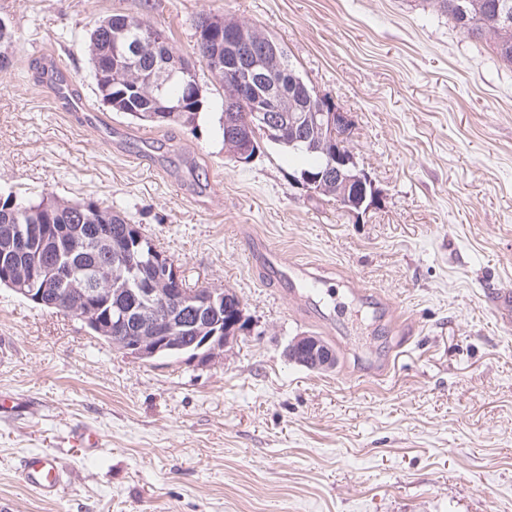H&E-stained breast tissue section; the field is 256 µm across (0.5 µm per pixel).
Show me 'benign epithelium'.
Returning <instances> with one entry per match:
<instances>
[{"instance_id": "obj_1", "label": "benign epithelium", "mask_w": 512, "mask_h": 512, "mask_svg": "<svg viewBox=\"0 0 512 512\" xmlns=\"http://www.w3.org/2000/svg\"><path fill=\"white\" fill-rule=\"evenodd\" d=\"M211 35H224V57H212L218 67L235 74L238 84V97L243 99L253 93L255 86H266L262 98L252 101L253 113L247 120L246 131L240 126L227 122V128L233 132L235 143L230 152L232 159L239 164H249L263 148L264 141L288 144L306 143L312 132H335L348 128L351 119L348 113L341 111L329 98L316 91H305V101L295 108L297 116L286 114L288 101L277 80L269 77L265 57L278 55L277 47L269 42L261 54L253 55V62L243 63L238 57L237 36L231 33L221 20L210 19L205 22ZM130 24L116 26L120 35L112 40V58L128 64L136 62L141 47L145 45L163 46L165 35L153 28H141L135 40L126 35ZM195 72L194 66L186 59L173 64L165 63L157 72L158 88L171 82H185ZM291 130L292 136L286 135ZM299 181L313 193L329 186L336 197L337 205L348 214L357 215L372 208L377 203V191L366 173L358 170L355 158L350 152H333L329 155L328 167L320 173L300 172ZM110 242L106 225H101L90 236H76L65 224H32L29 231L10 237L5 245L4 254L25 255L33 245L41 248L53 246L65 247L93 246ZM116 262L97 265L93 274L78 278L72 268L60 260L47 261L31 267L28 273L21 274L16 280L15 291L27 300L46 304V286L66 289V294L75 298L84 309L98 312L112 305V320L103 324L96 323L102 334L112 335V340L126 354L141 360L162 356L182 358L186 361L206 365L224 352V347L237 340L250 330L243 305L238 297L222 288L181 287L183 275L175 261L156 249L143 257L131 250L121 248L115 251ZM143 260L140 270L143 273V288L140 292L165 303L163 311L145 318L143 309L137 300L130 297L123 301L117 296L103 295L97 284L104 279H112V270L117 263L128 259ZM233 308L232 318L223 320L224 311ZM287 356L314 369H324L332 365L333 354L317 339L310 336L295 338L287 349Z\"/></svg>"}]
</instances>
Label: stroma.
Listing matches in <instances>:
<instances>
[{
    "instance_id": "obj_1",
    "label": "stroma",
    "mask_w": 512,
    "mask_h": 512,
    "mask_svg": "<svg viewBox=\"0 0 512 512\" xmlns=\"http://www.w3.org/2000/svg\"><path fill=\"white\" fill-rule=\"evenodd\" d=\"M112 14L196 61L194 124L102 104L86 38ZM212 15L269 32L350 112L372 209L310 195L279 145L245 165L228 156L224 91L196 60ZM0 19L16 34L0 70V196L110 206L251 321L211 365L144 362L1 287L0 512H512V329L483 289H512V67L421 0H0ZM263 246L324 267L313 305L266 284ZM407 325L395 369L366 379ZM296 336L327 342L334 367L289 361ZM77 427L100 449L71 446ZM35 451L68 474L55 500L18 476Z\"/></svg>"
}]
</instances>
